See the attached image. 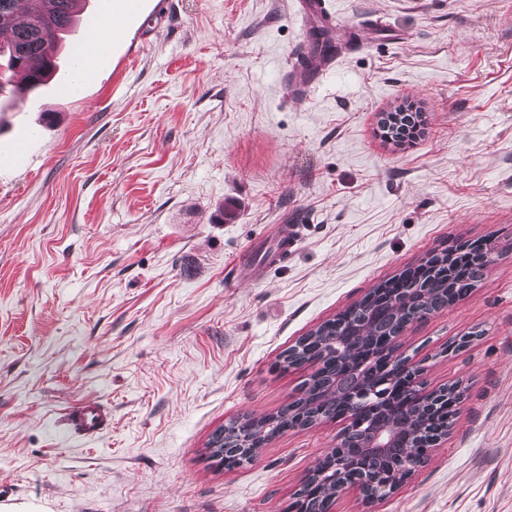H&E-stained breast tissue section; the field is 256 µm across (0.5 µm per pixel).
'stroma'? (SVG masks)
I'll return each instance as SVG.
<instances>
[{
	"label": "stroma",
	"mask_w": 512,
	"mask_h": 512,
	"mask_svg": "<svg viewBox=\"0 0 512 512\" xmlns=\"http://www.w3.org/2000/svg\"><path fill=\"white\" fill-rule=\"evenodd\" d=\"M299 2L146 0L80 90L58 96L64 64L0 97V512H285L346 420L230 471L208 434L296 397L298 337L488 241L483 285L397 341L462 389L451 433L390 498L330 512H512V0H329L342 55L313 82ZM402 102L409 146L378 132ZM87 400L112 412L94 438L67 416ZM391 120H381L379 131L384 139L399 140L401 145L416 141L422 131L423 119L418 108L413 107L402 120L391 125ZM393 124V123H392ZM394 126V128H392Z\"/></svg>",
	"instance_id": "35a3bbf8"
}]
</instances>
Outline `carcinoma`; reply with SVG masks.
Listing matches in <instances>:
<instances>
[{"label": "carcinoma", "mask_w": 512, "mask_h": 512, "mask_svg": "<svg viewBox=\"0 0 512 512\" xmlns=\"http://www.w3.org/2000/svg\"><path fill=\"white\" fill-rule=\"evenodd\" d=\"M72 2L41 0L42 6L33 11L29 0H0V23L10 25L14 34L8 47H0V54L7 55V72L0 73V93L5 91L15 99H23L56 71L59 40L72 28ZM18 71L27 72L23 85L12 84L11 75ZM493 254L494 246L486 244L481 258L460 276L448 263V251L430 252L416 266L403 270L312 329L281 355L284 369L303 367L312 359L318 362L317 369L302 382L299 397L266 415L262 424L255 425L241 416L216 427L205 443L209 457L227 446L243 448L255 457L260 452L256 445L265 446L298 425L314 426L336 414L347 415L353 423L371 418L402 427L410 414L416 425L415 435L408 444L392 447L386 456L358 454L365 438L363 428L345 432L341 440L343 451L353 461L345 479L364 484L371 497L385 494L381 485L409 476L410 471L403 469V463L422 455L420 443L426 438L450 429L453 413L444 416L423 409L408 413L399 403L386 399L364 409L352 398L353 386L343 389L338 398L331 395V390L338 380L354 377L369 356L379 353L382 339L400 336L408 324L447 308L480 287ZM304 483L308 506L315 512H328L336 499V473L331 470L320 478L309 474Z\"/></svg>", "instance_id": "cac0c4a2"}]
</instances>
